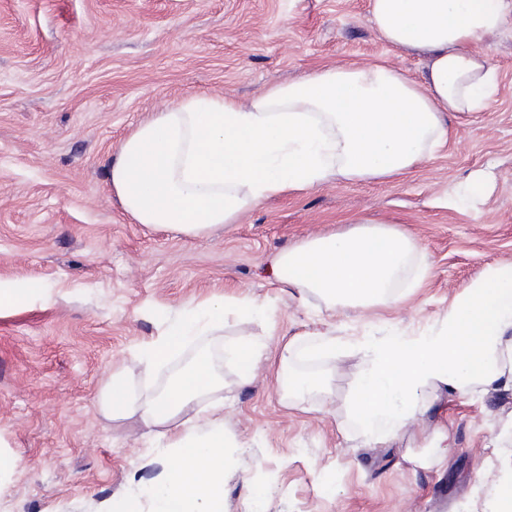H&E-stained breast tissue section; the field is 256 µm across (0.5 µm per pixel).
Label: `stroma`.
Returning <instances> with one entry per match:
<instances>
[{"label":"stroma","instance_id":"1","mask_svg":"<svg viewBox=\"0 0 512 512\" xmlns=\"http://www.w3.org/2000/svg\"><path fill=\"white\" fill-rule=\"evenodd\" d=\"M369 0H0V450L22 466L5 476L0 512H106L178 460L110 420L96 397L109 370L129 367L146 397L197 356L217 380L199 399L224 403L235 461L224 512H494L512 475V391L441 396L418 436L366 442L349 413L366 361L362 336L434 324L489 267L512 263V25L484 39L498 92L456 116L435 155L384 181L328 183L270 198L240 221L188 236L136 223L110 185L121 142L163 105L194 95L248 98L318 67L388 62L420 78V55L385 43ZM482 175L485 194L455 191ZM368 217L405 230L429 275L401 301L329 308L282 288L277 255ZM247 297L263 314L229 317L164 364L134 352L216 297ZM332 357H313L319 337ZM298 349L287 369L286 342ZM258 340L269 353L247 375L225 346ZM321 376V392L284 396L282 372ZM448 433L442 467L416 465L420 435Z\"/></svg>","mask_w":512,"mask_h":512}]
</instances>
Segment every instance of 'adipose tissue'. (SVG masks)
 Wrapping results in <instances>:
<instances>
[{"instance_id":"obj_1","label":"adipose tissue","mask_w":512,"mask_h":512,"mask_svg":"<svg viewBox=\"0 0 512 512\" xmlns=\"http://www.w3.org/2000/svg\"><path fill=\"white\" fill-rule=\"evenodd\" d=\"M369 14L387 44L425 55L421 80L385 63L323 67L246 103L181 99L140 124L111 163L125 212L140 224L198 235L237 223L272 197L333 177L391 178L432 157L452 134L448 113L480 112L494 98L495 67L474 45L512 24V0H369ZM416 253L405 231L364 218L349 232L282 253L278 281L334 307L366 309L399 301ZM257 311L248 299L207 301L140 347L133 364L162 362L191 337L223 328L228 315ZM363 345L368 361L354 383L352 416L370 443L407 433L437 390L512 391V264L489 268L428 328L368 336ZM213 382L203 357L144 401L125 370L103 380L105 416H137L144 434L164 439L179 460L145 497L122 498L108 512H224V404H196Z\"/></svg>"}]
</instances>
